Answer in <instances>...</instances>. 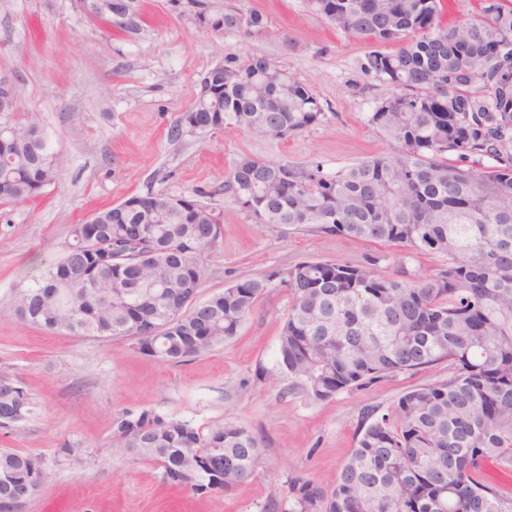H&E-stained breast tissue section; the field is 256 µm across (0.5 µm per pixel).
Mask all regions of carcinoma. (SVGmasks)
<instances>
[{
  "label": "carcinoma",
  "mask_w": 512,
  "mask_h": 512,
  "mask_svg": "<svg viewBox=\"0 0 512 512\" xmlns=\"http://www.w3.org/2000/svg\"><path fill=\"white\" fill-rule=\"evenodd\" d=\"M336 28L397 48L373 51L362 67L393 94L369 122L391 151L327 174L243 156L224 189L261 224L341 234L408 247L441 258L418 280L391 278L366 265L309 260L265 278H243L200 297L206 250L220 217L198 201L136 196L72 226L61 258L28 288L21 317L48 331L122 338L150 358L181 363L235 337L269 288L290 304L279 336L281 372L325 402L385 376L448 364V379L407 389L366 423L330 491L288 482L287 512H512V495L481 479L496 463L512 472V0H478L467 20L445 26L440 0H306ZM215 32L262 28L235 8L208 15ZM234 71L217 95L195 101L174 132L224 129V120L261 137L286 139L317 123L322 105L310 89L264 55L224 60ZM21 166L0 164L11 190L1 205L39 196L57 177L56 155L36 120L18 123ZM488 157L494 166L463 168L448 155ZM125 244L121 260L92 246ZM0 389V427L30 414L21 387ZM112 443L134 448L174 481L199 456L224 469L229 490L261 461L260 439L227 422L202 432L186 421L127 412ZM36 458L0 448V471L26 480Z\"/></svg>",
  "instance_id": "obj_1"
}]
</instances>
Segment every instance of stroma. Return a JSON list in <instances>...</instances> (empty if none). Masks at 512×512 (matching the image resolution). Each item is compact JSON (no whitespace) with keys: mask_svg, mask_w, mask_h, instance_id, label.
<instances>
[{"mask_svg":"<svg viewBox=\"0 0 512 512\" xmlns=\"http://www.w3.org/2000/svg\"><path fill=\"white\" fill-rule=\"evenodd\" d=\"M262 15L261 32L216 34L191 19L186 0H140L138 30L92 21L72 0H0V72L19 74L20 103L0 122L38 117L58 176L41 196L0 205V375L25 391L32 413L0 429V448L37 457L47 474L25 512H263L285 502L299 476L331 489L370 408L388 410L408 388L447 379L446 364L397 374L313 402L278 366L289 297L262 295L238 336L179 364L140 354L131 341L55 333L26 325L18 293L54 264L74 224L130 195H182L219 214L222 235L206 254L202 296L243 278L324 259L417 279L436 256L315 231L258 224L225 193L246 155L333 172L390 150L368 121L391 87L361 67L376 43L347 36L305 0H206ZM262 54L310 89L318 123L284 140L225 126L175 135L200 82L227 55ZM148 411L199 429L245 425L263 440L254 475L232 490L196 494L157 466L113 447V421Z\"/></svg>","mask_w":512,"mask_h":512,"instance_id":"1","label":"stroma"}]
</instances>
